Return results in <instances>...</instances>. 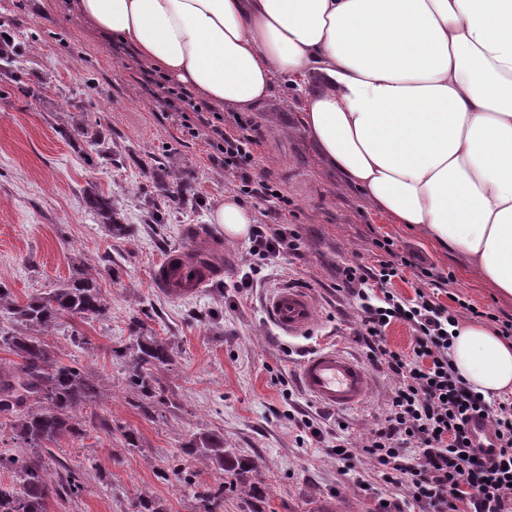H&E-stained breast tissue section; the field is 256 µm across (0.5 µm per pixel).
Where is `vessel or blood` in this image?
<instances>
[{"label":"vessel or blood","mask_w":512,"mask_h":512,"mask_svg":"<svg viewBox=\"0 0 512 512\" xmlns=\"http://www.w3.org/2000/svg\"><path fill=\"white\" fill-rule=\"evenodd\" d=\"M222 271L206 255L195 257L173 254L155 272L158 288L173 297L197 293ZM269 318L286 335L305 333L311 326L315 303L303 291L281 288L265 303ZM302 389L320 403L349 408L363 403L370 395L368 371L339 350L325 348L302 361L298 369Z\"/></svg>","instance_id":"1"}]
</instances>
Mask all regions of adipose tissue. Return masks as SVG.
Masks as SVG:
<instances>
[{
    "label": "adipose tissue",
    "instance_id": "1",
    "mask_svg": "<svg viewBox=\"0 0 512 512\" xmlns=\"http://www.w3.org/2000/svg\"><path fill=\"white\" fill-rule=\"evenodd\" d=\"M103 37L215 105L258 109L274 75L306 87L321 157L395 223L512 296V0H70ZM228 239L252 213L228 193ZM451 357L512 393V340L457 326Z\"/></svg>",
    "mask_w": 512,
    "mask_h": 512
}]
</instances>
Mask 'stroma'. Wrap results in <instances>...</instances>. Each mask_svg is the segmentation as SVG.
I'll list each match as a JSON object with an SVG mask.
<instances>
[{
	"label": "stroma",
	"mask_w": 512,
	"mask_h": 512,
	"mask_svg": "<svg viewBox=\"0 0 512 512\" xmlns=\"http://www.w3.org/2000/svg\"><path fill=\"white\" fill-rule=\"evenodd\" d=\"M5 19L26 57L22 85L0 80V285L21 302L90 273L110 306L107 319L68 317L47 338L61 360L105 380L98 406L79 415L86 434L60 443L66 465L87 471L85 490L74 502L48 500L47 512H136L141 495L160 499L168 512H194L191 498L157 472L200 431L222 433L225 447L260 458L264 512H316L323 499L339 501L344 512H370L391 489L360 444L385 414L392 379L371 371L370 399L346 410L319 405L297 382L301 359L322 346L365 358L355 340L359 302L340 289L339 268L373 265L385 242L415 262L387 285L403 299L415 298L422 266L448 278L435 297L446 308L461 297L502 318L512 316V296L343 185L301 129V93L281 77L248 115L258 144L241 166L288 204L278 212L249 196L243 202L256 223L294 230L300 251L271 260L251 255L249 239H227L212 221L240 181L220 161L217 143L198 133L192 107L167 97L173 79L158 70L154 84L144 85L130 50L71 13L67 0H0ZM83 121L97 132V145L65 137ZM94 188L111 192L115 218L131 234L109 233L86 211ZM201 238L217 245L223 275L182 298L156 288L158 264ZM288 286L316 304L315 321L300 337L281 335L264 310L266 296ZM140 316L174 354L159 379L178 407L161 423L131 407L123 367L111 355ZM310 420L320 438L311 437ZM110 423L137 431L138 449L127 451L107 431ZM344 441L354 448L348 459L334 452Z\"/></svg>",
	"instance_id": "35a3bbf8"
}]
</instances>
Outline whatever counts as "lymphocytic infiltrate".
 Returning a JSON list of instances; mask_svg holds the SVG:
<instances>
[{
  "instance_id": "lymphocytic-infiltrate-1",
  "label": "lymphocytic infiltrate",
  "mask_w": 512,
  "mask_h": 512,
  "mask_svg": "<svg viewBox=\"0 0 512 512\" xmlns=\"http://www.w3.org/2000/svg\"><path fill=\"white\" fill-rule=\"evenodd\" d=\"M199 122L208 140L223 143L225 167L252 155L257 140L242 117L228 128L204 116ZM250 240L251 254L266 259L299 248L287 228L272 224L253 225ZM411 265L391 249L378 268L342 269L349 293L359 301L356 340L369 364L394 381L384 420L363 444L394 489L374 512H407L411 504L424 512H512V399L486 401L459 376L450 357L448 328L480 317V310L462 299L451 311L423 291L410 305L389 291L381 304L369 300L371 280L389 282ZM395 321L412 328L411 353L388 345L385 330ZM476 417L490 424L489 449L476 447L471 437L469 423Z\"/></svg>"
}]
</instances>
